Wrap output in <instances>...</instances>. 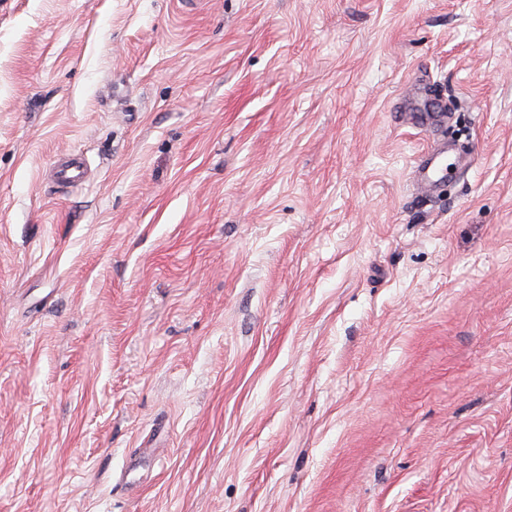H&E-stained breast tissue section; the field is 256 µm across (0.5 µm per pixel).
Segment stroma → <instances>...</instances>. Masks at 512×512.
<instances>
[{"label":"stroma","mask_w":512,"mask_h":512,"mask_svg":"<svg viewBox=\"0 0 512 512\" xmlns=\"http://www.w3.org/2000/svg\"><path fill=\"white\" fill-rule=\"evenodd\" d=\"M0 512H512V0H0ZM91 180L88 159L78 151L56 156L49 165L48 181L56 189L68 190ZM459 160L445 164V158L428 150L421 154L416 163L415 179L417 186L423 191H429L443 183L448 175L449 166L457 167Z\"/></svg>","instance_id":"stroma-1"}]
</instances>
